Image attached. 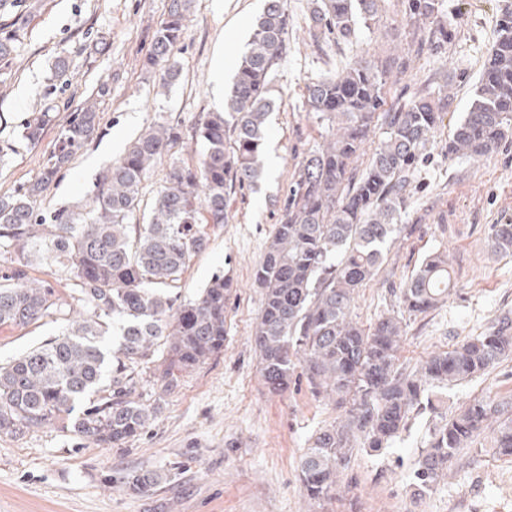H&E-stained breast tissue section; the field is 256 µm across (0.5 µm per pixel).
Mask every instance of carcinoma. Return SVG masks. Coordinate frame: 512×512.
<instances>
[{
    "label": "carcinoma",
    "instance_id": "obj_1",
    "mask_svg": "<svg viewBox=\"0 0 512 512\" xmlns=\"http://www.w3.org/2000/svg\"><path fill=\"white\" fill-rule=\"evenodd\" d=\"M409 18L422 25L424 42L448 43L439 0H407ZM381 0H320L313 10L315 41H349L358 22L378 21ZM192 0H169L144 66L164 69L173 81V50L181 41ZM15 0H0L7 29L0 36V62L10 60L19 37ZM287 0H266L224 102L193 127L205 149L196 164L172 162L157 190L147 224L130 223L140 189L157 160L182 142L174 127L152 126L101 177L83 208L38 213L57 172L93 138L99 127L96 102L71 113L41 176L20 191L0 196V252L14 255L11 274L0 278V327H26L48 318L63 330L5 365H0V434L17 436L58 428L104 448H120L139 436L154 409L135 399L140 363L166 353L156 382L168 391L188 372L224 348L225 310L233 283L212 276L198 298L177 302L169 294L191 260L205 250V224L228 222L226 199L233 189L253 187L274 111L269 76L285 49ZM391 64L359 59L305 85V103L328 130L325 142L307 153L279 207L278 225L254 279L262 308L253 342L261 376L271 391L288 388L301 368L315 394L333 397L342 411L320 430L302 455L299 480L314 501L338 495L356 443L377 452L407 429L410 420L434 412V389L483 374L512 358V313L484 333L425 358L413 371L399 362L402 321L383 316L369 327L352 318L361 288L386 259L403 231L402 214L415 169L448 110V97L411 94L397 111L385 109ZM50 115L26 127L25 138H41ZM385 136L374 142L378 124ZM512 132V8L501 9L497 40L476 85L468 111L445 146L448 157L490 155ZM372 146L363 170L357 163ZM492 248L512 253V224L491 228ZM73 275L81 310L48 282L31 280L33 257ZM455 287L448 256H426L400 288L409 315L426 314L448 300ZM112 336L115 347L105 346ZM492 448L512 459V398L481 396L440 420L429 446L414 462L413 486L425 495L458 453L486 430ZM159 482L150 471H134L125 484L147 494Z\"/></svg>",
    "mask_w": 512,
    "mask_h": 512
}]
</instances>
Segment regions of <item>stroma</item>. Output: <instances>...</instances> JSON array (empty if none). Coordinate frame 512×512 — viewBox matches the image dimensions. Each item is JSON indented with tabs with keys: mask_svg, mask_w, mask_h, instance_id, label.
<instances>
[{
	"mask_svg": "<svg viewBox=\"0 0 512 512\" xmlns=\"http://www.w3.org/2000/svg\"><path fill=\"white\" fill-rule=\"evenodd\" d=\"M264 4L193 0L173 53L180 76L167 86L163 73L146 71L143 61L169 0H39L23 15L11 60L0 66V196L41 175L70 113L93 98L99 130L58 172L40 211L85 204L131 141L164 124L179 129L185 143L175 156H162L142 184L134 221L148 223L172 159L192 165L203 150L192 126L200 114L218 109L217 58L226 62L225 83H232ZM502 5L440 0L448 42L436 54L419 49L405 0H382L378 23L358 28L349 42L325 45L311 37L314 0H287L286 50L270 76L276 109L260 155L262 176L256 186L230 195L228 223L207 226V248L192 259L176 290L186 301L215 273L231 278L222 353L180 375L168 391L154 380L155 363L143 365L137 397L156 414L125 447L103 448L54 428L0 435V512H512V459L497 457L485 436L461 451L422 500H413L410 486L414 461L440 414L455 413L475 397L512 396V360L440 389L438 412L415 416L385 450L355 451L343 475L351 494L318 503L305 498L298 464L310 437L334 424L339 412L302 378L285 392H269L253 342L262 303L254 269L276 230L298 162L326 136L305 104L304 87L362 58L409 56V69L388 78V107L414 92L446 95L450 105L411 193L406 230L360 288L356 320L367 326L398 309L403 281L436 251L447 253L456 288L443 306L407 319L400 351L407 370L512 310V255L495 252L490 242L492 225L512 224V140L478 160L448 159L442 152L496 42ZM60 58L69 64L62 74ZM44 111L50 122L38 142H28L23 129ZM59 329L56 323L0 328V364ZM140 469L162 476L151 495L122 485L127 473Z\"/></svg>",
	"mask_w": 512,
	"mask_h": 512,
	"instance_id": "35a3bbf8",
	"label": "stroma"
}]
</instances>
